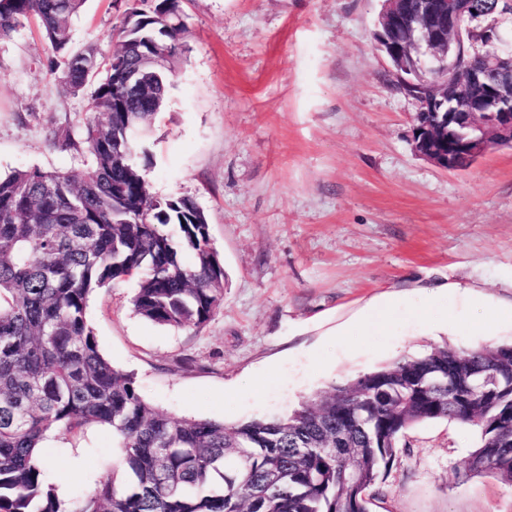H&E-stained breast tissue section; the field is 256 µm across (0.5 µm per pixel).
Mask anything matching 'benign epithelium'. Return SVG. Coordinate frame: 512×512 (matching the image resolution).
Listing matches in <instances>:
<instances>
[{
    "mask_svg": "<svg viewBox=\"0 0 512 512\" xmlns=\"http://www.w3.org/2000/svg\"><path fill=\"white\" fill-rule=\"evenodd\" d=\"M502 2L499 14L490 18L472 9V0H424L414 22L425 52L439 65L431 93L407 94L418 106L413 149L441 169L464 170L500 143L512 145V28L504 25L512 0ZM414 23L405 0H384L374 33L395 81L407 87L421 79L420 71L406 64L411 47L403 32ZM465 47L478 62L458 71L452 56ZM166 64V55H148L129 78L140 83Z\"/></svg>",
    "mask_w": 512,
    "mask_h": 512,
    "instance_id": "7a95c632",
    "label": "benign epithelium"
}]
</instances>
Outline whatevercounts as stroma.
<instances>
[{
	"label": "stroma",
	"mask_w": 512,
	"mask_h": 512,
	"mask_svg": "<svg viewBox=\"0 0 512 512\" xmlns=\"http://www.w3.org/2000/svg\"><path fill=\"white\" fill-rule=\"evenodd\" d=\"M382 0H182L184 51L163 111L134 159L152 195L204 211L224 263V303L171 330L137 315L136 276L94 292L100 351L145 400L177 418L238 423L286 415L332 383L432 345L512 342V148L449 173L415 154L414 101L395 91L373 32ZM117 0H86L74 47L112 50ZM36 20L0 40V174L81 177L91 92H67ZM452 293L420 320L428 286ZM497 313L483 317L484 306ZM471 428L414 427L373 490L371 512H512V486L469 477ZM64 497L111 472L109 429L45 444Z\"/></svg>",
	"instance_id": "stroma-1"
}]
</instances>
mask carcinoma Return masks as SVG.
<instances>
[{"instance_id":"1","label":"carcinoma","mask_w":512,"mask_h":512,"mask_svg":"<svg viewBox=\"0 0 512 512\" xmlns=\"http://www.w3.org/2000/svg\"><path fill=\"white\" fill-rule=\"evenodd\" d=\"M84 0H0V39L36 19L66 90L94 86L76 142L52 129L53 148L85 153L75 181L40 168L0 176V512H370V490L414 426L455 422L477 435L469 461L512 484V343L433 345L343 383L286 416L227 425L175 418L146 401L133 376L99 350L86 309L97 289L143 273L134 311L175 330L205 325L224 302V276L204 211L186 196L151 195L133 163L174 75L145 88L125 70L155 44L184 46L181 0H126L118 54L98 79V50L70 47ZM498 387H475L480 372ZM112 431L120 483L101 477L62 500L43 444L57 429Z\"/></svg>"}]
</instances>
